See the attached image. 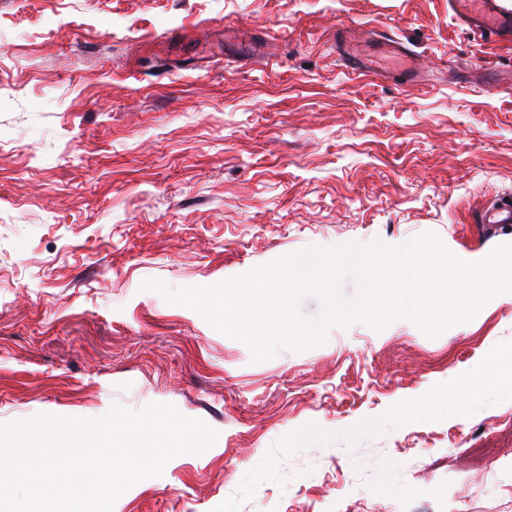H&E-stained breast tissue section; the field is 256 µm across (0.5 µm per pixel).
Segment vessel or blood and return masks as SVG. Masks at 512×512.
Returning a JSON list of instances; mask_svg holds the SVG:
<instances>
[{"label":"vessel or blood","instance_id":"1","mask_svg":"<svg viewBox=\"0 0 512 512\" xmlns=\"http://www.w3.org/2000/svg\"><path fill=\"white\" fill-rule=\"evenodd\" d=\"M453 7L457 18L472 31L496 40L512 38V8L504 6L501 0H454ZM376 43L385 50L386 59L375 60L365 55L352 31L344 29L337 35L336 51L350 71L382 78L397 77L406 85H416L423 68L408 49L383 35L377 36ZM477 222L485 229L511 225L512 197L499 198L483 207Z\"/></svg>","mask_w":512,"mask_h":512}]
</instances>
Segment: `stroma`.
Listing matches in <instances>:
<instances>
[{
  "label": "stroma",
  "mask_w": 512,
  "mask_h": 512,
  "mask_svg": "<svg viewBox=\"0 0 512 512\" xmlns=\"http://www.w3.org/2000/svg\"><path fill=\"white\" fill-rule=\"evenodd\" d=\"M340 26L426 81L346 70ZM0 33V422L159 402L218 430L114 512H512V386L481 381L512 294L434 340L355 323L254 364L139 289L427 231L467 261L512 242L475 222L512 195V43L449 0H0Z\"/></svg>",
  "instance_id": "stroma-1"
}]
</instances>
